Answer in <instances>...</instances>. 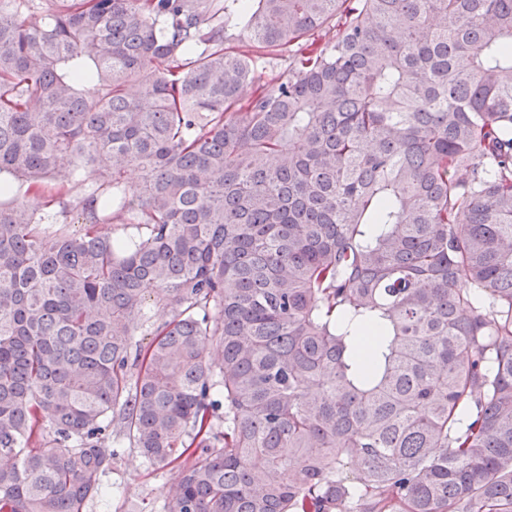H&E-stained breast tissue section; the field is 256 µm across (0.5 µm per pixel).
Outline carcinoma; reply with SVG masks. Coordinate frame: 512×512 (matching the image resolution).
<instances>
[{
    "mask_svg": "<svg viewBox=\"0 0 512 512\" xmlns=\"http://www.w3.org/2000/svg\"><path fill=\"white\" fill-rule=\"evenodd\" d=\"M114 432L167 512H512V0H0V512ZM72 166L69 163H65L60 169L61 177L69 180V187L71 188L70 200L76 201V199L83 196L85 193L94 188L98 182V174L92 168H86L81 170L77 176L72 177L69 175Z\"/></svg>",
    "mask_w": 512,
    "mask_h": 512,
    "instance_id": "cac0c4a2",
    "label": "carcinoma"
}]
</instances>
